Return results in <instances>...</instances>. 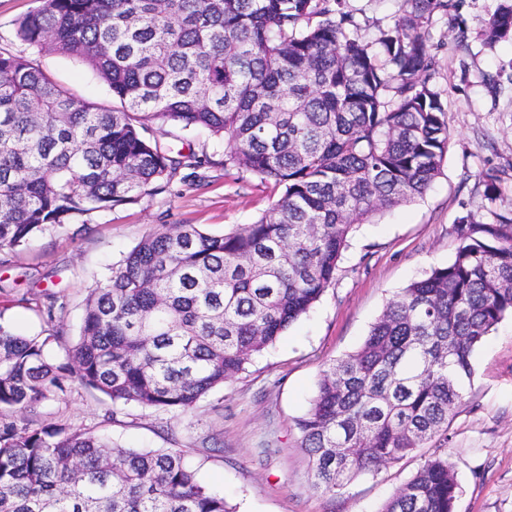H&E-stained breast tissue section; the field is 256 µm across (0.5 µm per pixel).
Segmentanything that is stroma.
I'll use <instances>...</instances> for the list:
<instances>
[{
    "instance_id": "stroma-1",
    "label": "stroma",
    "mask_w": 512,
    "mask_h": 512,
    "mask_svg": "<svg viewBox=\"0 0 512 512\" xmlns=\"http://www.w3.org/2000/svg\"><path fill=\"white\" fill-rule=\"evenodd\" d=\"M501 0H454L427 26L435 65L430 79L446 109L451 140L441 175L415 202L359 225L335 282L313 308L254 357L245 373L212 390L189 412L114 411L109 397L69 381L31 417L33 426L64 425L109 435L124 448H181L201 482L223 493L236 512H380L430 449L376 475H360L333 495L316 492L295 422L310 407L325 363L356 350L386 302L433 267L454 257V227L472 213L491 221L482 175L499 176V207L512 204V40L487 45L484 19ZM363 34L393 23L396 0H346ZM467 30L457 41V24ZM37 64L58 82L94 101L110 100L92 71L44 52ZM207 164L194 184L94 213L88 224L40 235L0 266V323L29 336L47 324L37 305L45 288L66 303L60 338L48 349L68 362L89 288L105 280L124 255L166 224H198L221 234L252 223L275 199L260 178L224 167V143L197 130L184 133ZM475 374L448 427L460 492L455 512H512V318L486 338L473 358ZM219 436V453L203 448Z\"/></svg>"
}]
</instances>
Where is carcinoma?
<instances>
[{
  "mask_svg": "<svg viewBox=\"0 0 512 512\" xmlns=\"http://www.w3.org/2000/svg\"><path fill=\"white\" fill-rule=\"evenodd\" d=\"M451 0H397L368 38L342 0H40L0 50V253L197 177L203 159L165 136L204 130L224 167L282 189L221 235L171 224L143 238L86 297L72 367L56 339L0 323V512H233L179 448H123L27 414L75 375L112 403L187 412L245 371L336 280L354 226L421 197L451 133L425 24ZM512 39V3L482 24ZM52 52L112 93L93 102L31 58ZM485 198L499 178L482 176ZM455 225L453 260L393 296L353 352L326 365L300 447L334 494L448 440L485 337L512 316V210ZM438 448L381 512H454Z\"/></svg>",
  "mask_w": 512,
  "mask_h": 512,
  "instance_id": "carcinoma-1",
  "label": "carcinoma"
}]
</instances>
